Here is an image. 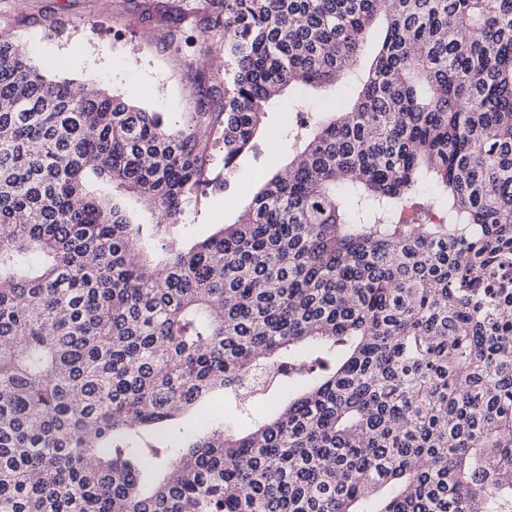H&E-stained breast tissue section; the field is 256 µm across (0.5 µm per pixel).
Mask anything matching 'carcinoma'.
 <instances>
[{
	"label": "carcinoma",
	"instance_id": "obj_1",
	"mask_svg": "<svg viewBox=\"0 0 512 512\" xmlns=\"http://www.w3.org/2000/svg\"><path fill=\"white\" fill-rule=\"evenodd\" d=\"M208 2L186 130L0 32V512H512V0ZM352 76L185 244L269 104ZM216 392L255 429L191 426Z\"/></svg>",
	"mask_w": 512,
	"mask_h": 512
}]
</instances>
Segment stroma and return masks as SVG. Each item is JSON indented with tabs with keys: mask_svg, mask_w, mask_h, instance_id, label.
Segmentation results:
<instances>
[{
	"mask_svg": "<svg viewBox=\"0 0 512 512\" xmlns=\"http://www.w3.org/2000/svg\"><path fill=\"white\" fill-rule=\"evenodd\" d=\"M146 0H0V28L52 77L78 78L112 90L166 120L184 122L200 103H214L224 90V55L212 52L213 33L203 0H163L164 12H146ZM25 22H18V15ZM182 51L173 54L170 40ZM352 93L351 80L309 88L304 99L277 100L236 161L242 186L235 194L202 196L184 228L187 240H201L221 224L233 223L247 207L253 188L273 166H285L288 153L276 150L273 134L293 121L298 102L321 115Z\"/></svg>",
	"mask_w": 512,
	"mask_h": 512,
	"instance_id": "1",
	"label": "stroma"
}]
</instances>
